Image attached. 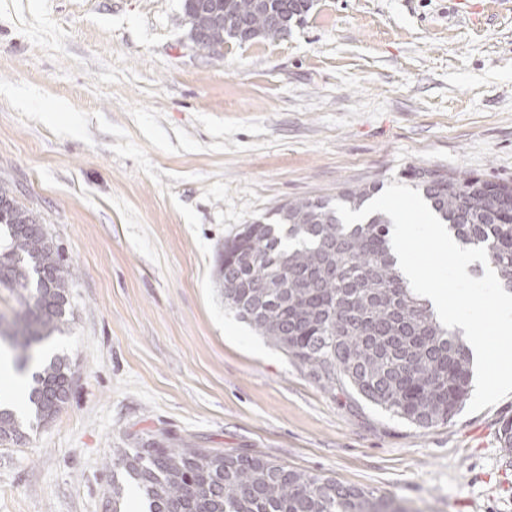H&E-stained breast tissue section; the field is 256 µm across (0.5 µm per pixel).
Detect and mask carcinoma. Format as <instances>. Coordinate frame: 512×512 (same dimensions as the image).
I'll return each instance as SVG.
<instances>
[{"instance_id":"1","label":"carcinoma","mask_w":512,"mask_h":512,"mask_svg":"<svg viewBox=\"0 0 512 512\" xmlns=\"http://www.w3.org/2000/svg\"><path fill=\"white\" fill-rule=\"evenodd\" d=\"M189 39L220 56L224 43L275 39L273 19L288 0H182ZM462 247H483L512 292V182L416 168L408 176ZM379 186L292 199L274 222L245 224L224 239L219 280L224 306L284 351L324 390L358 398L419 428L451 420L465 403L472 353L445 327L428 300L403 277L392 248V221L373 213L353 227L334 210L358 211ZM0 287L17 307L0 317V340L15 360L31 357L68 321L73 269L38 216L0 186ZM75 372L56 357L32 374L28 395L36 422L53 421L67 403ZM27 439L16 414L0 407V441ZM137 494L148 512H407L370 491L261 456L196 448L162 436L112 449V512Z\"/></svg>"}]
</instances>
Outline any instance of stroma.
<instances>
[{"label":"stroma","instance_id":"1","mask_svg":"<svg viewBox=\"0 0 512 512\" xmlns=\"http://www.w3.org/2000/svg\"><path fill=\"white\" fill-rule=\"evenodd\" d=\"M181 0H0V184L74 270L39 352L68 403L0 443V512H109L112 450L167 433L372 491L512 512V394L423 430L332 395L224 306L225 237L421 167L512 181V0H314L195 50Z\"/></svg>","mask_w":512,"mask_h":512}]
</instances>
